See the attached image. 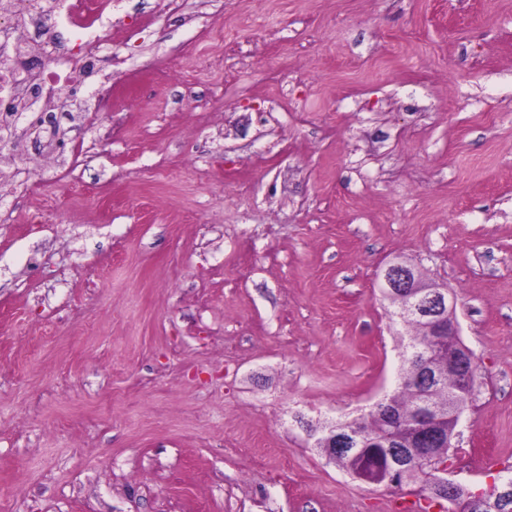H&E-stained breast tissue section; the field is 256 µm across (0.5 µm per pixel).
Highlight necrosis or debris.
Segmentation results:
<instances>
[{"label":"necrosis or debris","mask_w":512,"mask_h":512,"mask_svg":"<svg viewBox=\"0 0 512 512\" xmlns=\"http://www.w3.org/2000/svg\"><path fill=\"white\" fill-rule=\"evenodd\" d=\"M113 0H13L0 12V147L11 148L17 126L42 133L45 148L56 153L57 138L48 128L42 104L49 98L77 95L73 72L89 68V57H60L49 34L69 30L78 47L98 42L112 16Z\"/></svg>","instance_id":"necrosis-or-debris-1"}]
</instances>
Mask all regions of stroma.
Segmentation results:
<instances>
[{
	"label": "stroma",
	"instance_id": "obj_1",
	"mask_svg": "<svg viewBox=\"0 0 512 512\" xmlns=\"http://www.w3.org/2000/svg\"><path fill=\"white\" fill-rule=\"evenodd\" d=\"M155 24L140 29L143 16ZM0 221V512H399L317 446L402 373V259L477 365L455 478L512 467V0H121ZM158 76L108 106L102 82Z\"/></svg>",
	"mask_w": 512,
	"mask_h": 512
}]
</instances>
